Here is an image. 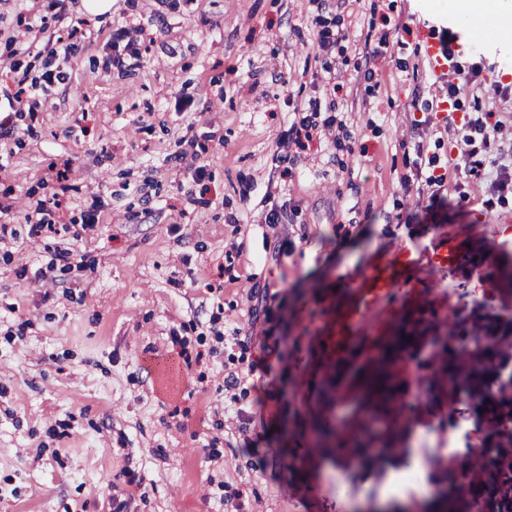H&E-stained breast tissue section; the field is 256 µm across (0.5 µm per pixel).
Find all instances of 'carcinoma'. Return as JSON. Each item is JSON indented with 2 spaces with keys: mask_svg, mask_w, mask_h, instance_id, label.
<instances>
[{
  "mask_svg": "<svg viewBox=\"0 0 512 512\" xmlns=\"http://www.w3.org/2000/svg\"><path fill=\"white\" fill-rule=\"evenodd\" d=\"M495 289L512 291V265L503 264L493 279ZM512 337V319L489 317L480 308H462L457 312L456 327L444 335L430 334L429 327L416 331L405 325L389 335L366 336L349 360L329 368L327 383L335 386L348 382L357 393L352 418L358 421L343 448L336 442V426L328 416L331 410L319 414L314 427L318 442L326 451L345 457L349 467L360 471L380 470L363 438L381 448L382 460L397 466L406 461L396 448L399 437L394 435L402 406H412L409 378L396 375L393 366L400 361H412L416 369L429 368L433 358L439 359L436 379H452L461 368L457 345L469 347V372L465 389L448 387L445 395L428 398V412L440 411V422L449 425L462 412L470 414L475 424L493 427L512 426V392L502 390L498 382L509 367L495 343ZM480 447L492 452L471 465V459H454L448 463V492L437 504L427 506L429 512H512V442L506 443L488 431L482 434Z\"/></svg>",
  "mask_w": 512,
  "mask_h": 512,
  "instance_id": "carcinoma-1",
  "label": "carcinoma"
}]
</instances>
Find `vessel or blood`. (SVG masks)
Listing matches in <instances>:
<instances>
[{
    "label": "vessel or blood",
    "mask_w": 512,
    "mask_h": 512,
    "mask_svg": "<svg viewBox=\"0 0 512 512\" xmlns=\"http://www.w3.org/2000/svg\"><path fill=\"white\" fill-rule=\"evenodd\" d=\"M419 258L409 248L397 250L390 259L372 265L355 283L354 299L340 301L329 322L322 354L325 360H338L347 357L359 340L358 332L367 317L379 303L392 292L396 283L409 279L418 265ZM429 261L434 269L455 270L464 263L461 248L453 241L437 244L429 253Z\"/></svg>",
    "instance_id": "1"
}]
</instances>
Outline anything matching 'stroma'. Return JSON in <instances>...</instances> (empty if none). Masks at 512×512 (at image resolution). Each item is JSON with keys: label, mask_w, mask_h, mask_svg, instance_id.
<instances>
[{"label": "stroma", "mask_w": 512, "mask_h": 512, "mask_svg": "<svg viewBox=\"0 0 512 512\" xmlns=\"http://www.w3.org/2000/svg\"><path fill=\"white\" fill-rule=\"evenodd\" d=\"M319 19L343 33L328 55ZM121 27L136 64L112 61ZM445 27L467 36L437 0H112L102 17L79 0H0V103L22 95L0 141V512H116L132 476L143 492L123 512L379 506V483L347 474L307 431L324 408L304 387L306 370H324L313 329L349 299L344 276L399 248L420 257L412 284L363 335L410 314L447 320L459 289L478 285L429 265L435 239L492 253L493 270L512 262V195L487 200L465 172L444 207L399 221L415 208L402 179L418 155L440 174L459 157L456 130L430 109L441 86L425 51ZM67 39L66 81L38 90ZM469 58L483 72L457 122L500 107L512 85V52L479 44ZM333 101V137L283 177L280 134ZM281 206L285 223L267 224ZM42 214L59 232L30 234ZM253 287L288 293L287 363H268L256 339L224 344L248 337ZM228 367L246 374L234 401ZM253 448L264 468H247ZM228 483L239 503L225 502Z\"/></svg>", "instance_id": "35a3bbf8"}]
</instances>
